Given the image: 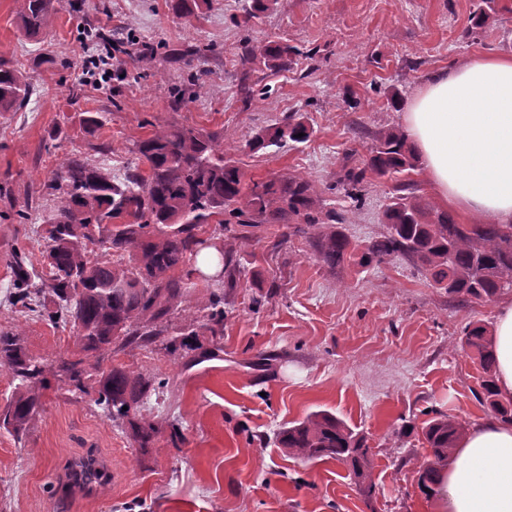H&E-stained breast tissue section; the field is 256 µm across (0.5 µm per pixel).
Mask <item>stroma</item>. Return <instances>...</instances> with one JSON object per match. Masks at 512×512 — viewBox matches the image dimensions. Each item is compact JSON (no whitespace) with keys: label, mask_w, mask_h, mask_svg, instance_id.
<instances>
[{"label":"stroma","mask_w":512,"mask_h":512,"mask_svg":"<svg viewBox=\"0 0 512 512\" xmlns=\"http://www.w3.org/2000/svg\"><path fill=\"white\" fill-rule=\"evenodd\" d=\"M475 3L270 0L238 27L247 0H208L186 20L166 0H86L78 9L62 0L37 43L23 34L17 0H0V57L37 89L22 109L0 114V330L20 333L36 357L76 351L75 330L6 302L12 254L24 251L34 276L44 275L45 186L66 158L79 153L123 174L137 165L134 143L161 125L223 136L245 182L305 177L326 208L345 215L352 247L385 233L398 175L368 174L358 209L334 184L344 169L365 166L380 133L403 128L392 94L410 99L430 73L477 53L512 56V0H501L473 39ZM111 31L135 45L113 59V77L97 82L83 69L99 52L87 35ZM270 41L297 53L282 67L243 61L245 45ZM207 44L215 52L187 64L156 53ZM193 77L197 98L176 104L173 87ZM91 115L102 121L92 136L84 130ZM292 116L309 128L306 141L247 148L257 131ZM20 209L27 223L12 220ZM221 242L242 275L224 301L223 336L202 328L193 339L201 363L159 343L104 356L103 367L165 384L135 414L156 428L150 452L140 454L130 428L103 416L96 381L76 396L51 383L26 437L0 432V512H436L437 494L419 483L432 457L424 428L435 413L467 428L492 416L464 329H494L496 301L448 296L403 257L328 267L282 224L239 226ZM222 286L218 276L193 274L168 318L170 334ZM267 356L269 369L259 368ZM320 410L364 439L371 493L351 462L300 460L279 444L284 426ZM89 452L108 472L105 490L71 493L57 509L52 489L66 460Z\"/></svg>","instance_id":"35a3bbf8"}]
</instances>
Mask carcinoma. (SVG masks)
Segmentation results:
<instances>
[{
	"label": "carcinoma",
	"mask_w": 512,
	"mask_h": 512,
	"mask_svg": "<svg viewBox=\"0 0 512 512\" xmlns=\"http://www.w3.org/2000/svg\"><path fill=\"white\" fill-rule=\"evenodd\" d=\"M20 19L26 36L37 37L46 30L53 15L51 0H19ZM494 9L482 7L472 13L467 35L483 29ZM292 48L280 45L251 47L247 59L256 56L282 58ZM36 92L14 67L0 59V112H15ZM289 137L301 142L309 137L301 121L288 120L282 126L256 134L248 143L258 151ZM135 152L148 166L137 168L121 180L80 155L66 159L47 185L54 204L45 215L47 224L45 258L47 278L35 283L26 266V254L13 256L12 304L31 312H47L53 324H70L84 356H60L54 360L26 352L18 335L0 330V366L17 381L15 392L0 411V430L20 440L41 407V392L50 379L65 383L68 391H84L85 380L95 378V404L113 422H123L137 405L156 393V378L123 366L101 367L103 352L128 347H148L159 341L176 354L191 346L197 324L204 322L212 335L224 334V293L211 292L202 307L203 315H189L181 338L166 337L168 316L186 290L192 271L182 276L175 270L186 266L203 240L198 231L215 216L219 230L230 224L255 227L259 224H286L296 216L301 223L293 234L309 236L318 257L334 268L344 262L351 249L347 237L336 224L342 217L326 210L304 178L256 181L244 185L240 168L224 154L215 133L194 128L159 127L135 143ZM416 162L406 134L398 129L384 132L377 140L368 167L379 175L401 174ZM366 170L350 168L336 182L347 196L358 202ZM386 233L369 241L359 263L367 266L391 256H403L429 272L433 281L448 294L492 300L512 291V226L502 224H457L445 212L426 211L417 201L415 185L401 182L385 211ZM127 256L123 265L110 256ZM225 287L237 286L239 264L230 252H220ZM465 346L475 350L485 374L481 387L486 401L504 417L512 410L496 400L492 372V340L481 326L464 331ZM140 448L153 444L154 425L134 424ZM463 426L441 414L427 425L425 435L434 461L422 466L423 486L436 484L438 465L445 462ZM279 443L295 457L351 460L358 477L366 480L369 466L363 440L341 420L326 411H316L306 419L285 427ZM71 483L90 485L99 491L108 476L95 467L91 456L76 465L65 464Z\"/></svg>",
	"instance_id": "1"
}]
</instances>
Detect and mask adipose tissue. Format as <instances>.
Instances as JSON below:
<instances>
[{"label":"adipose tissue","instance_id":"1","mask_svg":"<svg viewBox=\"0 0 512 512\" xmlns=\"http://www.w3.org/2000/svg\"><path fill=\"white\" fill-rule=\"evenodd\" d=\"M434 193L467 215L512 225V57L472 56L433 73L404 113ZM495 388L512 400V298L497 310ZM437 512H512V422L470 427L441 475Z\"/></svg>","mask_w":512,"mask_h":512}]
</instances>
